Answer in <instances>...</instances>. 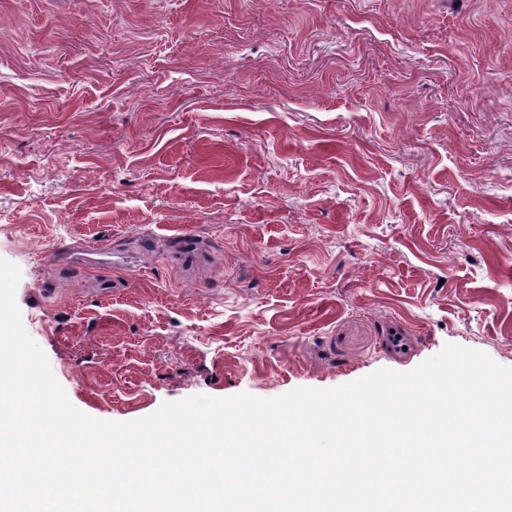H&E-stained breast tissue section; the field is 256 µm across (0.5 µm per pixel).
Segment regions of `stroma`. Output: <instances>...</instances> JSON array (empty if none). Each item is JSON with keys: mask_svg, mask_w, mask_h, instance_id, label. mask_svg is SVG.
Masks as SVG:
<instances>
[{"mask_svg": "<svg viewBox=\"0 0 512 512\" xmlns=\"http://www.w3.org/2000/svg\"><path fill=\"white\" fill-rule=\"evenodd\" d=\"M0 257L101 420L512 367V0H0Z\"/></svg>", "mask_w": 512, "mask_h": 512, "instance_id": "35a3bbf8", "label": "stroma"}]
</instances>
